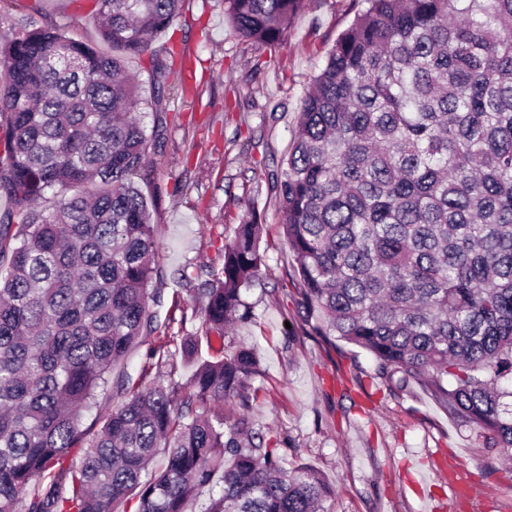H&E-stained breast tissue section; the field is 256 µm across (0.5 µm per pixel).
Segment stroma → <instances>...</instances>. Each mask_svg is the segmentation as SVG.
Instances as JSON below:
<instances>
[{"label": "stroma", "instance_id": "stroma-1", "mask_svg": "<svg viewBox=\"0 0 512 512\" xmlns=\"http://www.w3.org/2000/svg\"><path fill=\"white\" fill-rule=\"evenodd\" d=\"M94 5L26 0L22 15L63 23L96 43ZM359 8V0H307L282 44L260 48L234 35L224 0H183L168 34L193 76L169 91L173 118L146 188L157 196L152 220L163 271V301L150 313L160 327L199 334L202 304L190 282L221 267L224 243L258 213L264 263L244 295L251 317L211 345L258 348L255 416L289 460L333 488L328 512H512V464L476 430L421 389L393 396L372 384L367 352L288 334L300 322L296 263L267 174L280 167L302 97Z\"/></svg>", "mask_w": 512, "mask_h": 512}]
</instances>
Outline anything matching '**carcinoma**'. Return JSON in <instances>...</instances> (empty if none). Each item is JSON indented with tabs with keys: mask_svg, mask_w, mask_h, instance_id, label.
Returning a JSON list of instances; mask_svg holds the SVG:
<instances>
[{
	"mask_svg": "<svg viewBox=\"0 0 512 512\" xmlns=\"http://www.w3.org/2000/svg\"><path fill=\"white\" fill-rule=\"evenodd\" d=\"M304 2L224 0L225 15L266 48ZM362 2L269 178L296 262L291 335L368 352L375 384L421 388L512 455V0ZM181 4L96 0L107 52L52 20L0 36V512H192L205 490L206 512H328L323 476L255 428L257 351L202 355L248 316L256 213L193 289L203 335L150 350L149 384L112 377L158 331L154 197L132 176L169 122L177 51L157 40ZM131 58L148 59L147 101Z\"/></svg>",
	"mask_w": 512,
	"mask_h": 512,
	"instance_id": "cac0c4a2",
	"label": "carcinoma"
}]
</instances>
